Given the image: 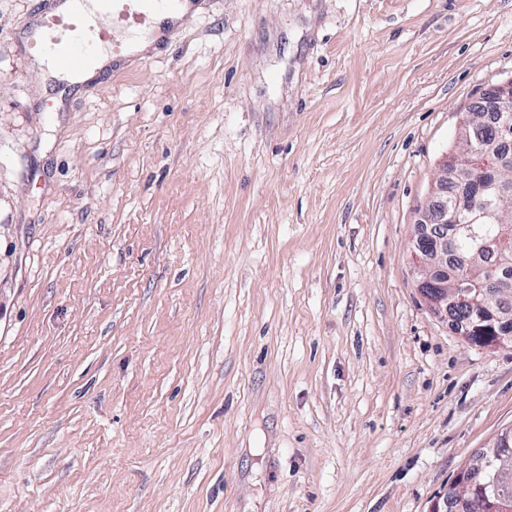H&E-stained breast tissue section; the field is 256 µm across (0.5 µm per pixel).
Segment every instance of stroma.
Instances as JSON below:
<instances>
[{
  "instance_id": "stroma-1",
  "label": "stroma",
  "mask_w": 512,
  "mask_h": 512,
  "mask_svg": "<svg viewBox=\"0 0 512 512\" xmlns=\"http://www.w3.org/2000/svg\"><path fill=\"white\" fill-rule=\"evenodd\" d=\"M0 0V512H429L512 349L409 262L512 0H202L73 90Z\"/></svg>"
}]
</instances>
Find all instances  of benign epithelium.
<instances>
[{
  "instance_id": "1",
  "label": "benign epithelium",
  "mask_w": 512,
  "mask_h": 512,
  "mask_svg": "<svg viewBox=\"0 0 512 512\" xmlns=\"http://www.w3.org/2000/svg\"><path fill=\"white\" fill-rule=\"evenodd\" d=\"M500 121L497 134L512 131V80L497 86ZM487 130L475 121L462 125L461 136L469 147L464 157L445 158L432 187L435 201L425 211H420L410 244V257L417 278V288L430 311L448 323L454 331L469 343L480 347L512 348V319L503 309L490 305L488 300L500 295L497 282L486 280L474 283L469 279L456 281L448 286V235L436 233L438 226L451 223L453 232L468 236L478 252L504 249V243L512 234L491 237L482 233L484 218L496 213L497 202L512 192V184L497 177L487 176L492 168V153L486 149L489 139ZM455 172L461 187L469 194L467 207L459 203L451 205L443 201L448 193V175ZM479 307L483 314L474 328L459 324L458 312L462 308ZM512 446V432L499 435L492 447L481 448L456 476L454 490L461 500L476 496L479 460L493 455L501 461V471L512 470V456L505 449Z\"/></svg>"
}]
</instances>
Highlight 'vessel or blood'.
Instances as JSON below:
<instances>
[{"label":"vessel or blood","instance_id":"obj_1","mask_svg":"<svg viewBox=\"0 0 512 512\" xmlns=\"http://www.w3.org/2000/svg\"><path fill=\"white\" fill-rule=\"evenodd\" d=\"M106 11L120 10L129 25H149L154 15L178 12L184 0H98ZM111 33L102 27L86 25L79 17L69 14H49L43 29L31 42L32 48L75 73L93 67L97 50L110 42Z\"/></svg>","mask_w":512,"mask_h":512}]
</instances>
